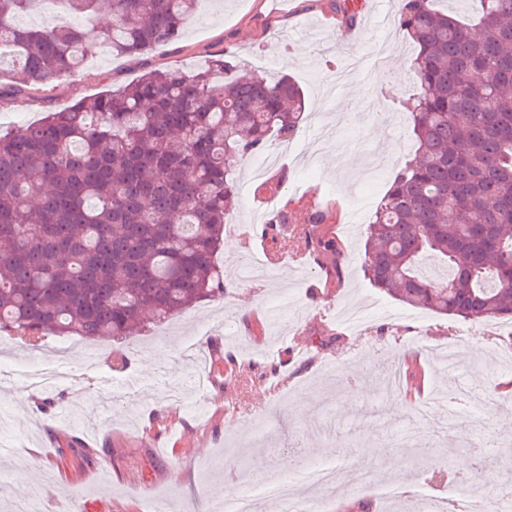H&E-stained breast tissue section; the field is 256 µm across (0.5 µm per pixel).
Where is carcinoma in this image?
I'll use <instances>...</instances> for the list:
<instances>
[{"instance_id":"1","label":"carcinoma","mask_w":512,"mask_h":512,"mask_svg":"<svg viewBox=\"0 0 512 512\" xmlns=\"http://www.w3.org/2000/svg\"><path fill=\"white\" fill-rule=\"evenodd\" d=\"M38 0H0V95L78 70L90 30L116 54L181 35L196 0H56L67 19L19 27ZM403 0L421 93L418 156L395 174L368 225L363 266L399 301L454 318L512 322V0H480L470 23ZM287 76L218 59L154 70L123 89L0 133V328L30 338L134 335L224 295V243L241 162L302 121ZM308 244L340 269L336 240ZM432 256L450 271L421 272Z\"/></svg>"}]
</instances>
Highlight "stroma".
<instances>
[{
    "label": "stroma",
    "instance_id": "obj_1",
    "mask_svg": "<svg viewBox=\"0 0 512 512\" xmlns=\"http://www.w3.org/2000/svg\"><path fill=\"white\" fill-rule=\"evenodd\" d=\"M373 0H199L180 38L144 56H120L92 40L79 72L39 88L0 98V131L15 130L81 100L135 82L150 70L178 66L189 73L207 69L218 57L245 68L262 65L272 77L288 75L301 87L306 109L298 145L284 149L268 174L280 181L279 205L257 199L253 162L235 173L237 205L224 236L237 254H218L226 288L218 300H204L163 325L147 324L141 335L122 340L72 337L69 384L37 394L24 387L20 371L28 352L13 331H0V350L17 366L0 383V512H13L18 487L39 497L43 512H69L72 494L100 512H211L222 487H245L258 471H279L277 448L296 441L307 461L336 456L337 442L360 460L370 486L349 496L348 476L313 488L300 484L301 499L319 500L323 512H410L405 499L385 502L382 485L412 482L439 500L448 490L465 498L457 477L471 469L496 498L512 482V323L448 320L428 311L393 322L387 312L405 304L373 288L362 267L365 232L395 171L416 149L405 104L417 94L411 62L416 48L397 25L400 0L388 23H378ZM350 30L345 44L337 32ZM381 82H374V75ZM303 182L305 192L294 189ZM324 206L317 233L336 239L345 254L341 270L323 258L299 266L291 259L270 265L267 279L244 283L236 275L242 259L264 256V221L287 216L289 226L308 225L310 201ZM339 276L334 294L322 283ZM300 334L307 356L289 353ZM102 356L86 371L84 349ZM247 374L270 382L287 379L286 391L238 393L225 410L227 377L209 371L205 408L195 411L171 388L189 389L210 349ZM454 354L458 377L471 383L487 412L482 431L492 445L475 444L469 433L439 435L416 411L425 395L447 386L442 360ZM416 359L424 388L386 390L383 367L403 370ZM122 380L123 402L110 388ZM243 421L247 433L226 428ZM171 428H164V421ZM381 452L360 455L367 437ZM81 455H73L72 447Z\"/></svg>",
    "mask_w": 512,
    "mask_h": 512
}]
</instances>
